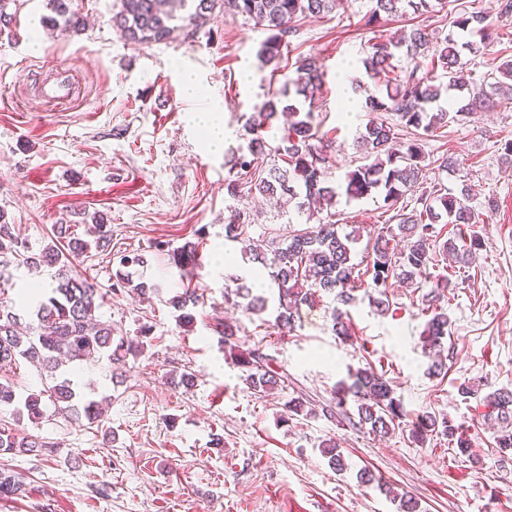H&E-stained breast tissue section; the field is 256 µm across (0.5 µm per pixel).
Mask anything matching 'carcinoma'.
Segmentation results:
<instances>
[{
    "instance_id": "1",
    "label": "carcinoma",
    "mask_w": 512,
    "mask_h": 512,
    "mask_svg": "<svg viewBox=\"0 0 512 512\" xmlns=\"http://www.w3.org/2000/svg\"><path fill=\"white\" fill-rule=\"evenodd\" d=\"M55 16L53 25L63 24L78 32L83 29L79 16L73 13L68 0H52ZM340 0H121V9L112 18L113 23L133 44H150L174 40L184 34H193L206 26L215 11L233 13L251 21L268 32L256 56L259 71L271 69L276 74L283 68L284 50L298 34L294 22L298 18H325L336 10ZM447 0H373V7L365 17V26L374 28L383 21L408 12L429 18L442 12ZM482 11H462L451 21V27L467 34L464 43L476 54L499 42V33L487 22ZM434 32L417 25L402 30L386 41L368 44L363 68L368 81L355 80V90L364 93L362 108L367 112H390L399 124L414 128L424 136H433L451 123L464 122L478 110L489 111L498 99L512 100V59L496 65L493 82L488 86L468 84L458 76L462 69L458 41L449 34L439 42L432 55L425 51L434 43ZM405 57L410 67L401 69L395 60ZM323 73L315 58L300 57L296 61L295 77L287 79L285 87L263 103L260 110L251 113L243 129L247 148H238L229 161L225 177L227 194L237 201L225 217L224 237L242 244L249 241L247 229L252 224L248 212V197L259 194L285 199L294 210L313 216L315 212L336 202L345 194L349 199H361L374 193L383 196L388 210L393 212L387 226L368 239L366 244L365 280L355 262L354 245L361 239L360 227L346 231L334 222L319 224L305 232L293 231L284 238L269 239L265 248H249L253 262L267 273L277 289L278 307L274 326L281 334L293 332L300 321L301 310L311 306L319 294L333 297L331 330L339 338L352 335L348 306L355 302V292L364 290L376 311L389 310L387 290L395 283L418 288L417 279L426 277L431 289L422 296L423 311L430 314L425 324L424 345L435 351L443 348L448 338L450 319L442 301L448 295L452 282L446 275H426L427 270L439 266L440 261H451L461 268L469 267L476 251L482 248L480 235L473 231L442 242L437 241L436 225L456 224L474 227L479 216L469 205L472 188L466 184L454 190L441 183L428 181L430 168L439 172L452 171L455 161L442 156L426 164L421 138L400 142L393 148L397 136L394 124L370 121L354 139V149L360 164L346 172L344 182L335 185L328 179V150L333 140L321 132L316 123L314 104L321 93ZM451 90L459 92L456 104L444 107L442 95ZM308 109L297 106L298 102ZM286 118L280 142L273 147L267 133L273 123ZM273 157L270 166L259 169L255 160L259 155ZM87 235L69 239L63 245L51 240L39 253L26 255L12 232L6 213L0 210V266L16 259L27 266H45L51 270L52 287L44 288L32 311L33 320L27 322L15 309V304L0 298V366H13L21 361L36 363L49 372V383L38 393L24 397L14 386L0 381V405H17L18 415L38 423L44 416L48 400L55 411L90 424L103 419V402L87 397L77 390L73 380L57 374L67 362L105 357L121 362L139 351L144 342L133 343L114 338L112 325L97 319L99 300L97 285L75 273L74 262L92 257V249H105L111 241V226L104 215H89ZM171 263L189 275L201 267L199 243L187 241L168 252ZM147 264L144 255L127 253L119 259V270L114 274L113 292L133 288L142 295L149 288L143 282L134 283L129 268ZM224 301L233 302L247 316L266 310L267 300L253 293L243 279L226 275ZM203 300L199 287L183 289L169 304L179 312L180 324H193V309ZM221 342L232 363L240 368L246 383L254 391L266 394L277 388L286 389L288 373L272 368L273 358L263 345L240 349L239 329L224 323ZM349 382H340L331 399L321 407L328 420L345 423L356 432L386 437L397 429L406 428L404 407L390 379L360 366L348 370ZM482 388L470 381L458 386L459 395L468 400L481 398L483 417L500 425L495 435V446L500 457H512V391L498 389L485 395ZM286 417L315 416L317 412L309 396L297 391L284 403ZM441 434L464 454L471 448L466 432L447 418L434 414L421 417L409 428L411 438L423 444L428 434ZM52 447L49 442L27 433H17L0 427V451L5 453H35ZM22 482L8 469L0 468V498L21 491Z\"/></svg>"
}]
</instances>
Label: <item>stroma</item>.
Returning <instances> with one entry per match:
<instances>
[{"label":"stroma","instance_id":"1","mask_svg":"<svg viewBox=\"0 0 512 512\" xmlns=\"http://www.w3.org/2000/svg\"><path fill=\"white\" fill-rule=\"evenodd\" d=\"M70 8L86 22L81 33L51 26L50 0L8 5L13 23L0 33V209L34 253L53 225H69L82 237L84 214H105L110 246L79 266L106 293L97 316L119 336H138L145 326L151 332L141 354L124 364L66 365L84 393L110 397L101 423L53 416L35 426L0 406V425L58 445L51 457L0 455V467L20 473L23 483L19 494L0 498V512H399L394 491L413 495L423 512H512V461L496 453L479 400L458 394L466 380L487 393L512 391V163L498 149L512 139V100L422 143L430 159L459 158V171L444 185H471L476 208L488 197L498 201L476 226L482 250L448 295V371L432 375L422 351L427 318L418 288L389 289L385 315L358 296L346 341L331 331L327 297L304 309L294 334L284 337L272 324L276 300L258 316L226 309V272L250 278L254 268L240 243L224 238L227 153H209L191 117L223 107L234 134L229 150L242 146L241 115L285 83L281 75L261 79L256 51L265 31L218 12L194 37L135 45L112 24L120 0H70ZM369 8L370 0H342L331 17L300 20L288 49L290 60L313 56L323 71L315 116L335 138L336 184L358 165L353 136L373 118L359 109L338 118L341 81L363 77L367 42L392 37L408 22L396 17L364 29ZM61 67L71 68L80 96L56 107L36 93ZM186 69L198 78V96L181 90ZM384 209L379 195L341 196L334 211L341 223L375 234ZM253 215L249 234L256 239L309 225L267 202L257 203ZM160 241L172 248L200 244L204 303L192 326L178 325L168 304L182 281L156 250ZM124 250L147 258L133 272L135 282L153 286L146 297L110 291L115 255ZM224 320L237 323L245 344L263 343L276 366L320 404L349 369L372 365L392 381L410 417L443 415L467 430L470 454L440 434L420 446L405 430L380 439L321 416L278 424L288 391L264 396L248 387L224 357L216 331ZM185 371L195 375L188 389L177 384ZM329 439L339 444L347 470L336 472L322 454ZM364 469L376 481L362 487L356 474Z\"/></svg>","mask_w":512,"mask_h":512}]
</instances>
